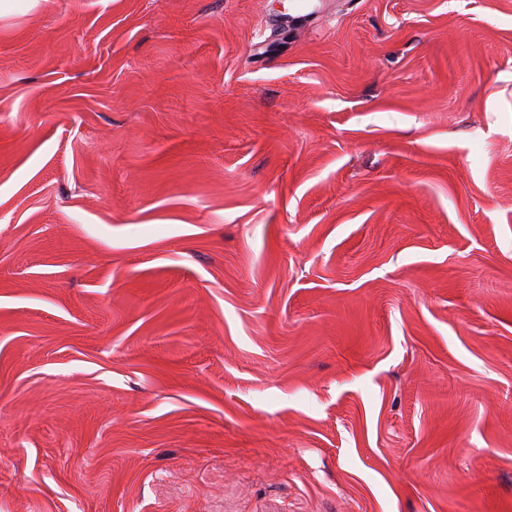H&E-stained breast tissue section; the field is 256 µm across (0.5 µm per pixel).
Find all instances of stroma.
Instances as JSON below:
<instances>
[{
	"mask_svg": "<svg viewBox=\"0 0 512 512\" xmlns=\"http://www.w3.org/2000/svg\"><path fill=\"white\" fill-rule=\"evenodd\" d=\"M0 512H512V0H14Z\"/></svg>",
	"mask_w": 512,
	"mask_h": 512,
	"instance_id": "obj_1",
	"label": "stroma"
}]
</instances>
